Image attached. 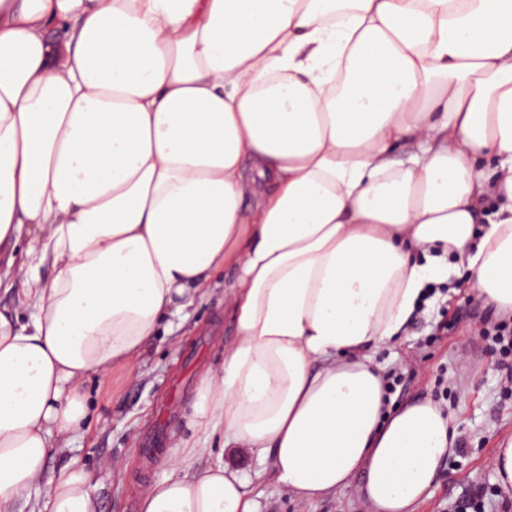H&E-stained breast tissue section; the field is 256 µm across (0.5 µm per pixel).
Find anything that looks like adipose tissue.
Returning a JSON list of instances; mask_svg holds the SVG:
<instances>
[{
    "label": "adipose tissue",
    "instance_id": "ef3b65f1",
    "mask_svg": "<svg viewBox=\"0 0 512 512\" xmlns=\"http://www.w3.org/2000/svg\"><path fill=\"white\" fill-rule=\"evenodd\" d=\"M1 244L0 512H100L90 471L46 469L87 383L227 269L235 338L139 512H259L194 467L228 448L307 505L416 512L459 433L387 407L374 354L464 270L512 317V0H0Z\"/></svg>",
    "mask_w": 512,
    "mask_h": 512
}]
</instances>
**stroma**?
<instances>
[{
    "label": "stroma",
    "instance_id": "stroma-1",
    "mask_svg": "<svg viewBox=\"0 0 512 512\" xmlns=\"http://www.w3.org/2000/svg\"><path fill=\"white\" fill-rule=\"evenodd\" d=\"M216 286L147 353L142 374L128 383L113 373L97 399L91 431L71 445L69 456L88 468L109 457L130 464L128 481L100 474L101 512H138L134 484L164 474L169 434L192 412L199 377L233 338ZM500 322L475 292L460 288L423 306L395 343L376 351L377 363L395 372L387 394L392 406L425 396L456 417L457 448L443 461L432 493L419 512H503L511 499L498 486L489 460L499 441L512 435V353L494 340ZM259 512H367L352 489H340L305 508L272 478L257 481Z\"/></svg>",
    "mask_w": 512,
    "mask_h": 512
}]
</instances>
